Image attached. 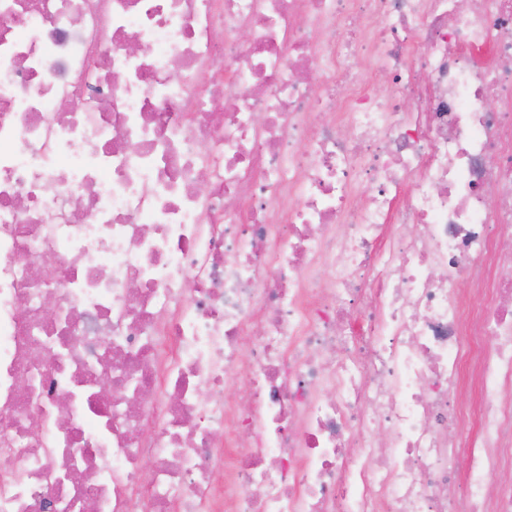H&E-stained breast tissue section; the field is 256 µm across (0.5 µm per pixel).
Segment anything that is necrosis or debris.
<instances>
[{
  "label": "necrosis or debris",
  "mask_w": 512,
  "mask_h": 512,
  "mask_svg": "<svg viewBox=\"0 0 512 512\" xmlns=\"http://www.w3.org/2000/svg\"><path fill=\"white\" fill-rule=\"evenodd\" d=\"M509 385L512 0H0V512H512Z\"/></svg>",
  "instance_id": "4bbe7bcc"
}]
</instances>
